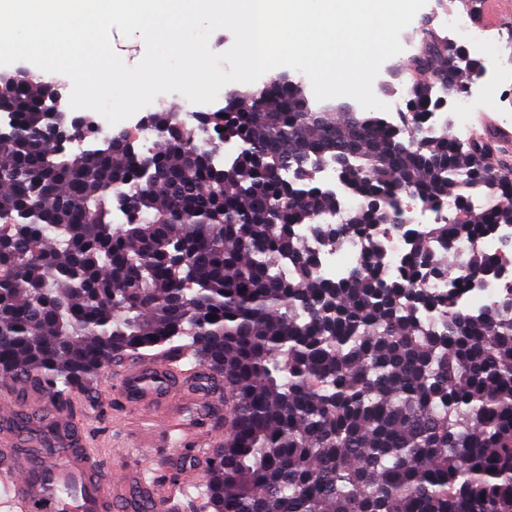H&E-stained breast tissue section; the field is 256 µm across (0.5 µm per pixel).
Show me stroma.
Returning <instances> with one entry per match:
<instances>
[{"instance_id":"35a3bbf8","label":"stroma","mask_w":512,"mask_h":512,"mask_svg":"<svg viewBox=\"0 0 512 512\" xmlns=\"http://www.w3.org/2000/svg\"><path fill=\"white\" fill-rule=\"evenodd\" d=\"M116 377L114 368L103 369L89 390L73 391L61 408L30 388L18 391L17 397L76 421L81 437L99 451L107 468L152 467L166 512H204L205 461L214 442L226 434L223 399L213 392L208 404L202 405L185 394L158 406V413L174 418L188 432L189 439L184 442L179 436L155 432L150 421L129 413L115 389Z\"/></svg>"}]
</instances>
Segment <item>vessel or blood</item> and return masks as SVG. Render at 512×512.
Listing matches in <instances>:
<instances>
[{
	"label": "vessel or blood",
	"mask_w": 512,
	"mask_h": 512,
	"mask_svg": "<svg viewBox=\"0 0 512 512\" xmlns=\"http://www.w3.org/2000/svg\"><path fill=\"white\" fill-rule=\"evenodd\" d=\"M473 19L495 30L512 19V0H473ZM178 385L164 364L136 363L119 374V388L130 412L145 414L170 396ZM48 425L58 447L54 457L32 460V436L16 439L0 433V506L13 512H146L159 505L155 479L144 474L105 469L98 455L87 448L73 421L54 418ZM79 484L81 497L62 496L63 487Z\"/></svg>",
	"instance_id": "vessel-or-blood-1"
}]
</instances>
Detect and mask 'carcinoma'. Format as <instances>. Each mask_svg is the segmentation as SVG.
I'll return each mask as SVG.
<instances>
[{
    "mask_svg": "<svg viewBox=\"0 0 512 512\" xmlns=\"http://www.w3.org/2000/svg\"><path fill=\"white\" fill-rule=\"evenodd\" d=\"M407 70L422 77L415 115L435 84L459 95L480 73L433 34ZM0 107L14 123L0 138V379L59 399L123 356L191 354L224 379L229 410L204 469L213 512H512V289L463 308L501 257L456 252L512 224V178L486 164L487 141L346 103L314 111L280 74L193 129L150 113V156L119 140L58 149L62 104L29 72L0 78ZM231 142L241 151L217 162ZM329 161L361 205L320 235H402L401 275L383 278L371 249L341 279L317 274L298 227L337 206L315 181ZM404 192L453 199L448 221L406 223Z\"/></svg>",
    "mask_w": 512,
    "mask_h": 512,
    "instance_id": "obj_1",
    "label": "carcinoma"
}]
</instances>
